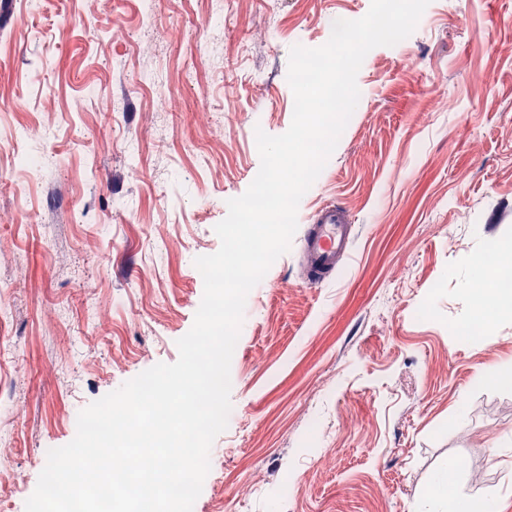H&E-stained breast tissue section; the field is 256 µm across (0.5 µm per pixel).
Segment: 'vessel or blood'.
<instances>
[{
    "instance_id": "b4317fda",
    "label": "vessel or blood",
    "mask_w": 512,
    "mask_h": 512,
    "mask_svg": "<svg viewBox=\"0 0 512 512\" xmlns=\"http://www.w3.org/2000/svg\"><path fill=\"white\" fill-rule=\"evenodd\" d=\"M353 242V226L346 210L322 206L306 225L302 237L304 282L314 286L333 276L348 257Z\"/></svg>"
}]
</instances>
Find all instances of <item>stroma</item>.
I'll list each match as a JSON object with an SVG mask.
<instances>
[{"mask_svg": "<svg viewBox=\"0 0 512 512\" xmlns=\"http://www.w3.org/2000/svg\"><path fill=\"white\" fill-rule=\"evenodd\" d=\"M224 7L218 24L209 0H0V475L17 497L82 409L177 360L194 260L259 171L253 136L291 124V48L370 0ZM357 85L297 213L345 207L351 255L310 287L293 236L252 289L194 512H447L433 477L461 457L456 486L512 512V386L479 379L512 360V313L462 337L475 261L512 245V0H431ZM48 127L52 161L28 171Z\"/></svg>", "mask_w": 512, "mask_h": 512, "instance_id": "obj_1", "label": "stroma"}]
</instances>
